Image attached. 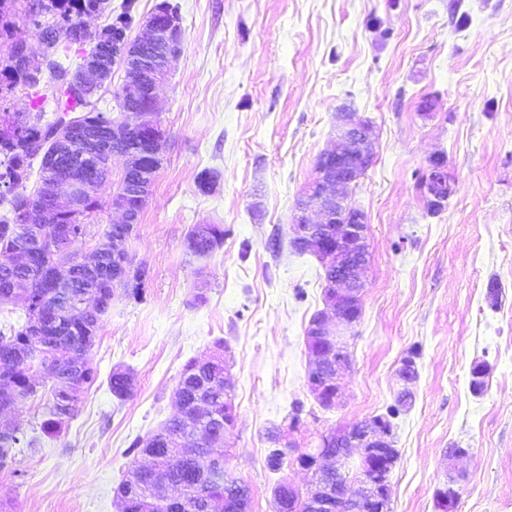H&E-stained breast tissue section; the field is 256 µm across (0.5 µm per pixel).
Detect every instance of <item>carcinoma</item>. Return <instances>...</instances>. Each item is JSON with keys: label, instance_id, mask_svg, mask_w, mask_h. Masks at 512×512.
<instances>
[{"label": "carcinoma", "instance_id": "1", "mask_svg": "<svg viewBox=\"0 0 512 512\" xmlns=\"http://www.w3.org/2000/svg\"><path fill=\"white\" fill-rule=\"evenodd\" d=\"M100 3L107 10V0H47L44 5L42 22L48 28L58 31L47 42L46 68L38 82L25 71L0 69V91H11L18 86L30 89V106L38 119L52 113L62 121L70 113L86 112L101 115L91 103L77 96L68 86V78L75 74L64 63L63 55L76 49L81 59L92 54L108 51V46L122 39L123 31L132 29L135 17L132 14L133 0H124L119 15L102 26L100 33L77 36L80 30V15L90 3ZM11 23L7 20L4 6L0 4V56L6 53L11 40ZM39 130L33 126L27 134L12 140L0 141V164L8 169L20 170L22 181H27L33 162L37 159L29 150V140L38 138ZM50 176L45 167L32 191L21 185V193L10 200L0 198V297L9 293L8 286L16 282L29 286L31 306L22 309L23 322L19 325L8 323L0 330V410L9 408L16 389L21 388L34 397L38 393L33 367L47 370L53 385L50 397L42 405L43 421L40 429L49 434L59 430L73 418L83 392L97 381L98 372L90 359V352L103 318L112 308V281L99 280L85 274L75 276L68 287L59 288L50 279L54 253L47 246L55 235V225L71 223L68 215L55 216L52 223L41 225L43 244L32 247L34 266H9L17 250L25 244L23 236L15 231L19 213L39 202L43 186ZM209 237L198 236L199 225L189 230L186 241L189 252L199 259L213 254L224 243V227L210 225ZM59 305L56 317L46 326L40 336H30L27 325L39 304ZM112 396L123 401L133 390L130 374L116 369L108 378ZM209 397L213 412L224 416V353H219L211 363L188 361L180 372L177 393L181 404L177 411L163 424L161 431L154 434L156 439L151 449L152 465L135 467L119 486V491L129 495L126 512H142V501L137 491L151 487L163 488L169 497L153 505V512H202L210 505V512H240V498L227 492L222 484L212 480L215 468L227 466L224 453V437L217 435L198 448L184 449L180 463L173 464L167 452L166 434L183 432L190 427L189 412L199 391ZM38 438L28 437L19 430L5 435L0 432V469L14 461L15 449L23 446L34 452ZM283 484L274 489L276 512H307L305 499L296 493L290 497L281 495Z\"/></svg>", "mask_w": 512, "mask_h": 512}]
</instances>
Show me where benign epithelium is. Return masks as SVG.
Returning <instances> with one entry per match:
<instances>
[{"label":"benign epithelium","mask_w":512,"mask_h":512,"mask_svg":"<svg viewBox=\"0 0 512 512\" xmlns=\"http://www.w3.org/2000/svg\"><path fill=\"white\" fill-rule=\"evenodd\" d=\"M141 35L125 40V50L115 55L124 67L134 64L141 101L117 111L132 113L131 123L124 116L110 122L89 125L77 116L56 126L49 137L65 146L84 150L89 171L84 179H58L50 188L42 204L24 212L22 223L48 224L59 210L85 222L88 211L87 194L98 184L112 181V158L122 156L123 174L135 177L132 187L113 192L112 211L119 214L115 223L122 225L124 233L113 238L112 281L128 287L139 282L143 267L136 266L125 253L128 240L133 236L141 212L150 198L157 169L147 168L150 157L164 148V131L159 120L156 90L167 79L173 63L179 56L184 31L177 12L167 2L159 4L156 11L141 23ZM6 56L16 65L24 67L38 77L26 42L13 40ZM99 63L92 62L71 79L73 86L90 98L101 89L96 76ZM336 148L320 154L317 176L307 188L304 197L295 206L292 217V246L317 256L329 271L324 279L327 296L325 308L311 319L307 335L312 346L320 350L310 358L307 386L316 401L334 408L342 399L343 372L350 365L346 352L347 332L357 323L354 309L360 304L364 288L362 272L368 264L366 258L367 224L364 214L350 200V189L365 175L375 162V141L371 124L354 112H339L336 116ZM141 136L150 153L141 151L120 154L110 145L126 140L127 133ZM451 194L447 162L437 155L430 160L429 174L424 184V197L428 211L440 212L447 207ZM72 224L56 227L54 246L58 255L68 254L72 248ZM338 451L320 448L307 454L300 466L312 471L313 477L305 500L308 512H336L331 486L320 475H338L353 469L372 470V477L359 483L351 495V503L361 508L372 505L375 512H389V475L397 461L393 445L392 428L383 418H371L334 432Z\"/></svg>","instance_id":"7a95c632"}]
</instances>
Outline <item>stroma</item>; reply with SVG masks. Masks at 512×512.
I'll return each instance as SVG.
<instances>
[{"mask_svg": "<svg viewBox=\"0 0 512 512\" xmlns=\"http://www.w3.org/2000/svg\"><path fill=\"white\" fill-rule=\"evenodd\" d=\"M170 2L184 42L158 90L163 163L129 243L148 271L143 297L115 286L91 352L97 382L59 434L0 470V503L118 512L117 488L142 460L134 441L172 414L183 365L222 344L237 413L224 447L252 489L249 512H274L279 482L303 491L312 480L293 460L269 470L272 443L314 447L386 414L405 387L413 400L391 419V512H439L452 466L455 512H512V0ZM342 108L372 122L376 160L350 194L366 217L369 263L344 401L327 410L306 384L323 268L290 240ZM439 154L452 192L433 215L421 180ZM204 169L218 175L206 194L196 185ZM195 224L224 227L204 260L185 247ZM409 356L417 378L405 384ZM478 363L488 374L477 395ZM119 366L134 377L122 401L107 383ZM452 448L469 454L449 464Z\"/></svg>", "mask_w": 512, "mask_h": 512, "instance_id": "1", "label": "stroma"}]
</instances>
